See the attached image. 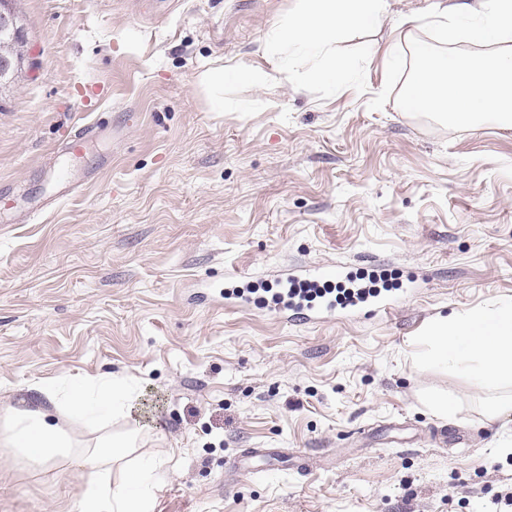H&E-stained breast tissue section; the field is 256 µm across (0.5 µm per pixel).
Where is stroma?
<instances>
[{
    "label": "stroma",
    "instance_id": "obj_1",
    "mask_svg": "<svg viewBox=\"0 0 512 512\" xmlns=\"http://www.w3.org/2000/svg\"><path fill=\"white\" fill-rule=\"evenodd\" d=\"M431 2L390 0L331 82L265 48L299 0H17L33 64L0 91V407L133 381L137 419L53 420L79 446L137 429L163 463L153 512H497L512 414L417 359L437 316L512 299V128L399 108L383 52ZM220 67L273 78L202 89ZM94 122L82 159L59 153ZM57 174L81 188L43 208ZM339 264L385 277L391 311L267 306L285 269ZM88 476L0 447V512H71ZM328 306L323 308L322 306H315L312 303L306 304L304 302H292L288 306L287 302L283 303L282 307H279L278 313L280 317L282 316L281 313L288 312V310L292 311H304L306 312H296L292 315H289L286 317V320L288 321H302V322H310V323H317L320 322L323 319L324 311L328 310Z\"/></svg>",
    "mask_w": 512,
    "mask_h": 512
}]
</instances>
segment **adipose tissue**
Masks as SVG:
<instances>
[{
	"mask_svg": "<svg viewBox=\"0 0 512 512\" xmlns=\"http://www.w3.org/2000/svg\"><path fill=\"white\" fill-rule=\"evenodd\" d=\"M388 8L389 0H300L296 13L272 32L268 47L280 54L324 58L320 75L330 81L353 66L339 52V44L351 33L375 28ZM417 26V19L406 20L387 52L392 65L400 62L402 53L410 55L401 107L456 124L512 127V0H435L429 15L434 42L418 40ZM475 39L489 43V51L445 55L438 49L445 42L461 45ZM425 336L429 349L421 363L467 373L485 392L512 387V300L438 317ZM42 393L46 406L0 410V446L48 458L62 441L51 409L62 407L81 416L112 410L128 417L138 401L136 390L118 381L101 382L93 396L80 387L61 395L46 386ZM133 445L132 438L112 437L93 451L71 452V465L93 469L75 501V512H151L148 488L159 468L156 461L140 466L136 489L112 483L113 464Z\"/></svg>",
	"mask_w": 512,
	"mask_h": 512,
	"instance_id": "ef3b65f1",
	"label": "adipose tissue"
}]
</instances>
